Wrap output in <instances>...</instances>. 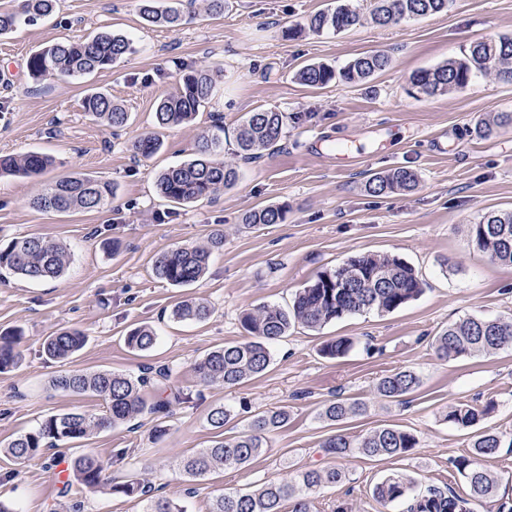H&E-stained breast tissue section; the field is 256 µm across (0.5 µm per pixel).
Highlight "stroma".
<instances>
[{
    "label": "stroma",
    "mask_w": 512,
    "mask_h": 512,
    "mask_svg": "<svg viewBox=\"0 0 512 512\" xmlns=\"http://www.w3.org/2000/svg\"><path fill=\"white\" fill-rule=\"evenodd\" d=\"M334 0H228L222 18L185 6L178 29L147 24L139 0H58L56 12L0 36V155L39 151L54 165L30 179L0 178V243L41 235L66 245L70 262L62 279L33 283L0 276V333H22L23 359L0 372V501L16 512H143L140 499L113 496L80 485L62 491L56 464L89 453L107 476L121 483L136 475L187 512H209L223 493H246L297 472L330 467L321 449L333 433L350 437L393 424L416 435L418 445L398 458L355 456L344 461L343 484L313 492L318 512L346 503L350 512H402L382 507L372 488L401 472L419 486L460 488L452 462L470 444L466 431L443 421L448 406L493 402L487 427L512 434V348L455 361L440 359L432 339L465 317H512V266L490 262L472 243L468 227L489 211H512V126L487 138L479 121L512 112V82L478 76L461 91L426 96L412 74L462 57L477 41L512 36V0H449L442 13L379 26L364 23L340 33L305 31L306 18ZM119 31L136 51L121 66L80 81L32 80L31 53L56 41ZM379 50L389 67L364 82L323 89L295 78L305 64L339 68ZM221 71L218 92L186 124L160 129L158 101L172 92L185 69ZM108 93L130 114L113 130L83 108L88 90ZM286 113L277 148L255 163L242 162L236 130L245 113ZM224 126L226 162L237 165L238 183L212 200L174 206L156 190L164 169L190 158L199 135ZM159 137L162 148L144 159L136 140ZM406 167L419 177L407 195L374 196L376 174ZM85 173L111 182L116 195L97 211L45 212L32 201L63 176ZM267 205L288 209L280 224L249 226L242 215ZM223 231L204 277L187 288L170 286L153 271L157 256L201 244ZM359 253H388L413 266L424 282L416 300L391 313L368 311L312 330L297 325L271 347L261 376L232 388L199 383L194 366L216 347L247 339L242 313L261 304L290 303L294 292L336 270ZM207 302L202 322L170 316L179 301ZM153 327L159 340L149 352L127 348L137 326ZM64 329L79 330L84 347L66 361L48 357L43 343ZM347 338L350 351L325 357L326 342ZM172 372L170 392L180 394L157 437L156 416L119 425L55 447L21 463L2 455L15 438L46 418L67 412L99 415L100 397L67 394L53 386L65 372L112 371L139 375L143 365ZM411 369L419 388L397 400L378 397L380 378ZM360 398L365 415L336 424L319 413L335 399ZM233 409L223 431L208 422L212 408ZM287 407L290 419L273 433L249 465L188 482L179 471L186 456L248 428L253 414Z\"/></svg>",
    "instance_id": "stroma-1"
}]
</instances>
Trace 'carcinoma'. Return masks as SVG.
I'll return each instance as SVG.
<instances>
[{
    "instance_id": "obj_1",
    "label": "carcinoma",
    "mask_w": 512,
    "mask_h": 512,
    "mask_svg": "<svg viewBox=\"0 0 512 512\" xmlns=\"http://www.w3.org/2000/svg\"><path fill=\"white\" fill-rule=\"evenodd\" d=\"M56 0H21L19 10L0 12V35L11 31L20 21L34 22L53 13ZM448 9V0H376L370 12L373 22L386 25L403 19H414ZM140 14L148 24L176 28L182 24L183 11L175 6H161L159 0H141ZM364 16L346 3L318 11L306 20L313 33L342 32L362 24ZM135 52L133 39L123 33L98 32L94 35L48 44L27 60L31 79H83L95 72L110 69L125 56ZM387 55L374 52L349 60L340 69L326 63H310L296 73V79L312 88H323L336 82L366 80L385 70ZM480 74L512 81V36L479 41L469 54L459 60H448L436 67L419 71L410 77L418 92L433 96L458 91ZM220 73L191 69L179 79L174 92L157 103L155 125L172 128L189 122L200 108L208 105L215 93ZM85 112L104 126L114 130L125 127L129 112L103 92L89 94L83 103ZM286 116L273 109L246 113L238 128L240 152L247 158H259L263 152L278 146L282 139ZM512 123L511 112H501L491 121L478 125V134L487 136L493 127ZM161 147L159 138L146 136L135 144V151L144 158L154 155ZM52 160L40 153L0 157V177L21 179L41 175ZM237 166L221 156V138L203 134L197 141L194 156L161 172L157 178L158 194L167 202L187 206L203 198L214 197L236 185ZM418 186L417 174L408 168H396L386 174H376L367 182V191L374 196L409 193ZM114 187L85 174H74L58 180L50 190L33 201L43 211H95L112 201ZM284 206H264L245 213L243 224H280L286 219ZM469 233L478 250L494 263L512 265V212L486 214L470 225ZM224 246V233H214L205 245L178 246L159 255L153 265L156 276L167 283L185 287L197 282L206 273L213 250ZM70 255L61 243L39 235L15 238L0 247V271L32 281L57 280L69 264ZM423 292V282L416 270L400 259L387 254L363 253L350 257L332 272L319 275L295 293L288 307L263 304L243 313L241 323L250 339L229 344L209 352L196 364V372L204 382H221L226 387L241 384L262 375L270 366L269 345L288 330L302 324L318 329L332 321L368 310L393 312ZM211 314L207 303L185 299L172 310L176 319L204 321ZM21 332L0 334V371L17 367L22 356L17 349ZM158 336L149 326L129 332L124 341L133 351L146 353L154 348ZM85 337L75 329L62 330L44 343L45 353L67 360L84 345ZM438 355L456 360L482 354H493L512 347V318L482 319L467 317L448 325L433 340ZM352 343L344 338L324 344L321 353L330 358L342 357ZM166 381L170 370L162 368L144 372L136 378L115 372L85 374L66 372L54 380V386L74 394L92 393L101 397L106 413L90 416L81 412L53 415L34 430L16 438L0 452L17 462L37 454L49 443L84 439L95 431L117 424H128L144 414L162 416L168 412L170 401L164 398L147 402L143 389L153 377ZM420 385L419 375L410 369H399L377 384V392L387 399L403 397ZM491 403L483 407L459 404L448 407L442 419L458 429H475L469 454L454 460L457 473L465 485L459 493L427 486L419 488L406 474L395 472L373 487V497L382 506H403V512H477V507L496 496L500 478L484 465L485 459L501 448L505 434L479 428L493 411ZM366 407L359 401L335 400L325 405L320 417L332 423L361 415ZM234 412L223 406L214 407L208 422L222 429ZM288 408L259 412L254 415L248 430L230 439L213 441L197 454L184 459L180 466L183 476L193 481L217 469L238 467L250 463L267 447V434L288 423ZM416 436L394 425L380 426L370 433L353 439L344 434H332L322 443L325 452L338 460L354 454L369 458L400 457L416 447ZM105 466L96 456L82 454L69 465V481L90 489H102L111 495L139 498L146 512H186L176 500L157 493L152 483L132 477L122 483L105 478ZM347 479L342 466L313 468L281 482H267L246 494H223L210 512H283L282 504H290V512H316L310 492L325 485H337Z\"/></svg>"
}]
</instances>
